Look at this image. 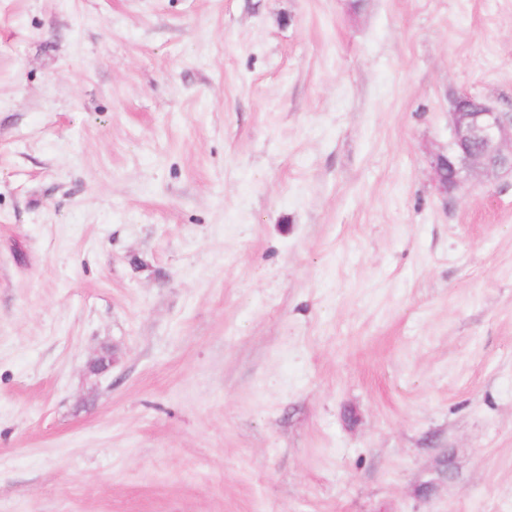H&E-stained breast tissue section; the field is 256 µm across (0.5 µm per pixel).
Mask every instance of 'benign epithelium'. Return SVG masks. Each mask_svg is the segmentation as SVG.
I'll use <instances>...</instances> for the list:
<instances>
[{
  "instance_id": "obj_1",
  "label": "benign epithelium",
  "mask_w": 512,
  "mask_h": 512,
  "mask_svg": "<svg viewBox=\"0 0 512 512\" xmlns=\"http://www.w3.org/2000/svg\"><path fill=\"white\" fill-rule=\"evenodd\" d=\"M467 94L450 99L448 150L431 162L438 190L453 196L472 176L492 178L512 172V114L486 102L476 110L466 106Z\"/></svg>"
}]
</instances>
